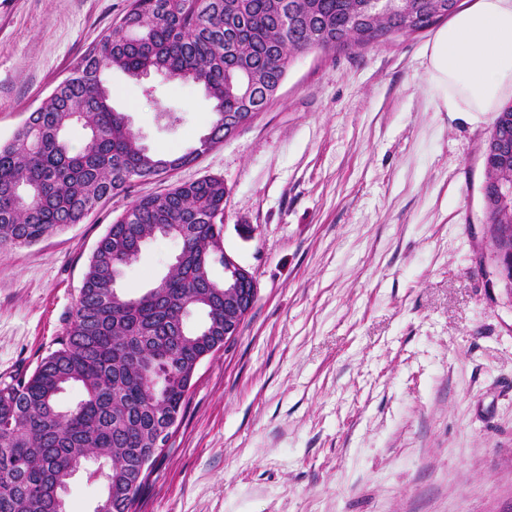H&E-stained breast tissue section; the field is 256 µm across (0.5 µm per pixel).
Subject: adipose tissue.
<instances>
[{
  "label": "adipose tissue",
  "mask_w": 512,
  "mask_h": 512,
  "mask_svg": "<svg viewBox=\"0 0 512 512\" xmlns=\"http://www.w3.org/2000/svg\"><path fill=\"white\" fill-rule=\"evenodd\" d=\"M427 85L442 112H494L512 93V0H478L435 35Z\"/></svg>",
  "instance_id": "ef3b65f1"
}]
</instances>
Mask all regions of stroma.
Returning <instances> with one entry per match:
<instances>
[{"instance_id":"1","label":"stroma","mask_w":512,"mask_h":512,"mask_svg":"<svg viewBox=\"0 0 512 512\" xmlns=\"http://www.w3.org/2000/svg\"><path fill=\"white\" fill-rule=\"evenodd\" d=\"M130 2L0 0V143ZM434 34L297 55L234 136L84 223L0 249L1 383L55 349L97 241L137 198L223 179L224 246L258 299L199 365L136 512H512V304L481 247L494 117L437 111ZM104 79L151 153L188 151L210 127L201 86ZM179 251L149 241L124 293Z\"/></svg>"}]
</instances>
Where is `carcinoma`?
Segmentation results:
<instances>
[{"label": "carcinoma", "mask_w": 512, "mask_h": 512, "mask_svg": "<svg viewBox=\"0 0 512 512\" xmlns=\"http://www.w3.org/2000/svg\"><path fill=\"white\" fill-rule=\"evenodd\" d=\"M131 0L130 8L84 53L70 77L28 113L0 144V248L30 246L79 224L84 213L126 191L136 178L191 163V152L168 157L146 149L125 115L110 104L102 76L164 72L204 88L215 120L205 148L224 141V113L238 111L239 83L284 78L295 55L372 41L350 35L358 0ZM377 30L399 16L378 12ZM88 131L82 148L65 138ZM512 141V104L499 111L486 147ZM486 195L512 185V159L485 154ZM35 187L25 205L16 192ZM159 224L181 241L180 262L133 301L117 300L112 281L132 261L134 241L156 237ZM224 180L181 183L138 198L98 240L59 347L31 375L0 383V512H55L58 488L89 454L101 461L88 478H105L94 512H132L145 489L138 481L153 455L161 421L185 408L198 361L224 347ZM202 321L186 331L184 311ZM77 386L67 410L59 395Z\"/></svg>", "instance_id": "cac0c4a2"}]
</instances>
